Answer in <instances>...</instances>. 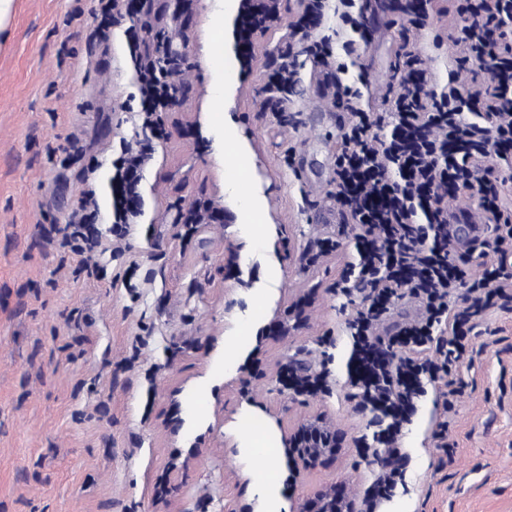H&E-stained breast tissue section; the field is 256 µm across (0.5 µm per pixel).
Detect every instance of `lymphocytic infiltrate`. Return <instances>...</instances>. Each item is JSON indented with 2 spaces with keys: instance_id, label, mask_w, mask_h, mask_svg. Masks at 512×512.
<instances>
[{
  "instance_id": "f902f5d3",
  "label": "lymphocytic infiltrate",
  "mask_w": 512,
  "mask_h": 512,
  "mask_svg": "<svg viewBox=\"0 0 512 512\" xmlns=\"http://www.w3.org/2000/svg\"><path fill=\"white\" fill-rule=\"evenodd\" d=\"M326 6L327 0H304L303 15L292 25L319 67L329 66L332 51L327 40L312 38L306 28ZM510 14L512 0H461L456 11L461 26L452 41L457 69L470 73L469 82L457 79L435 89L406 38L397 63L404 79L390 99L389 115L365 111L357 105L358 90L338 87V104L350 120L336 155L334 198L350 218L358 260L343 269L336 287L346 296L356 287L363 294L362 307L349 321L351 380L361 405L385 422L373 437L380 463L361 512H377L402 477L394 465L397 444L425 382L444 380L470 356L476 316L512 306V201L490 161L512 149V33L503 27ZM490 59L494 69L473 76V68ZM172 86L171 77L145 75L140 83L145 126L155 127L154 115L164 110ZM468 106L481 112V122L466 119ZM141 163L140 154H127L110 180L115 223H130L137 213L129 174ZM474 190L485 223L494 227L493 247L459 253L448 247L453 216L448 204ZM80 195L78 209L57 230V244L95 276L99 267L84 256L101 245L96 192L86 183ZM460 292L468 305L450 312L448 301ZM406 295L421 300L425 319L396 335L379 336L391 304Z\"/></svg>"
}]
</instances>
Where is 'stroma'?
<instances>
[{
    "label": "stroma",
    "instance_id": "35a3bbf8",
    "mask_svg": "<svg viewBox=\"0 0 512 512\" xmlns=\"http://www.w3.org/2000/svg\"><path fill=\"white\" fill-rule=\"evenodd\" d=\"M214 4L172 2L156 23L173 42H190L173 78L178 102L158 115L161 139L142 125L128 16L92 42L93 0H14L0 30V512H260L250 422L281 441L316 413L334 421L344 446L303 473L279 450L285 512L319 485L341 484L358 501L371 482L374 464L356 442L381 423L355 397L353 306L335 288L356 257L351 236L337 234L336 99L302 55L288 119L263 109L300 0H277V19L254 37L250 58L236 60L231 82L211 57ZM433 7L434 19L409 37L441 89L455 64V2ZM401 29L388 2L354 53L344 45L356 34L334 10L317 28L366 111H381L400 87ZM219 87L247 157H226ZM72 131L83 152L73 163L58 150ZM146 143L142 214L114 231L110 178L122 150ZM241 163L273 226L259 248L248 246L247 219L227 191ZM90 165L97 227L110 244L89 258L104 271L95 281L50 245ZM199 203L202 223L177 222L178 209ZM334 237L339 249L303 261ZM272 260L281 277L263 306L257 289ZM231 336L243 357L228 365ZM472 343L453 374L466 385L453 413L439 384L425 383L400 440L402 479L379 512H512V310L486 312ZM290 366L324 372L325 390L292 395L281 382ZM446 418L442 449L433 432Z\"/></svg>",
    "mask_w": 512,
    "mask_h": 512
}]
</instances>
